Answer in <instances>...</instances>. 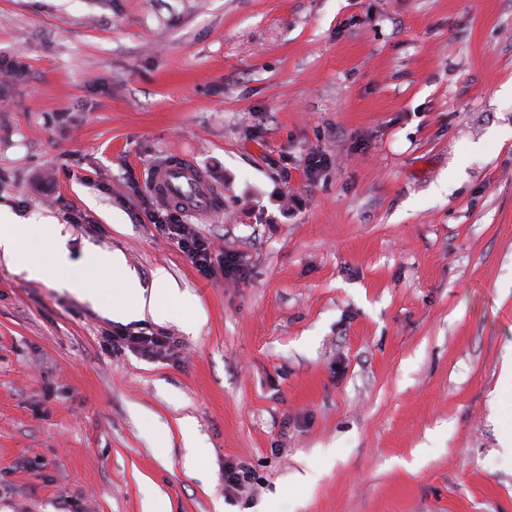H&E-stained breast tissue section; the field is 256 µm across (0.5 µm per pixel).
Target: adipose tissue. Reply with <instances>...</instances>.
Masks as SVG:
<instances>
[{"label": "adipose tissue", "mask_w": 512, "mask_h": 512, "mask_svg": "<svg viewBox=\"0 0 512 512\" xmlns=\"http://www.w3.org/2000/svg\"><path fill=\"white\" fill-rule=\"evenodd\" d=\"M39 238L50 242L47 255L28 248L30 241ZM0 258L33 280L44 279L46 270H53L52 287L68 288L85 296L120 323L147 318L157 321L172 317L175 311L174 291L165 270H157L150 287H143L137 274L128 268L124 254L115 250L93 257L89 265L90 271L105 280V287H87L85 281L70 275L72 259L67 237L52 230L49 222L18 217L6 206H0Z\"/></svg>", "instance_id": "adipose-tissue-1"}]
</instances>
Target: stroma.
I'll return each instance as SVG.
<instances>
[{"label":"stroma","instance_id":"stroma-1","mask_svg":"<svg viewBox=\"0 0 512 512\" xmlns=\"http://www.w3.org/2000/svg\"><path fill=\"white\" fill-rule=\"evenodd\" d=\"M0 52V205L165 269L184 314L131 324L174 358L116 353L0 261V512H512V0H0ZM174 153L244 279L147 221ZM249 480V471L243 465L224 464V493L234 495L241 492Z\"/></svg>","mask_w":512,"mask_h":512}]
</instances>
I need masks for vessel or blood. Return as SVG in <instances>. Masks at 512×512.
I'll use <instances>...</instances> for the list:
<instances>
[{
  "label": "vessel or blood",
  "mask_w": 512,
  "mask_h": 512,
  "mask_svg": "<svg viewBox=\"0 0 512 512\" xmlns=\"http://www.w3.org/2000/svg\"><path fill=\"white\" fill-rule=\"evenodd\" d=\"M147 188L160 204L177 207L203 220L215 215L216 196L209 175L186 158L174 155L153 164L147 173Z\"/></svg>",
  "instance_id": "vessel-or-blood-1"
}]
</instances>
